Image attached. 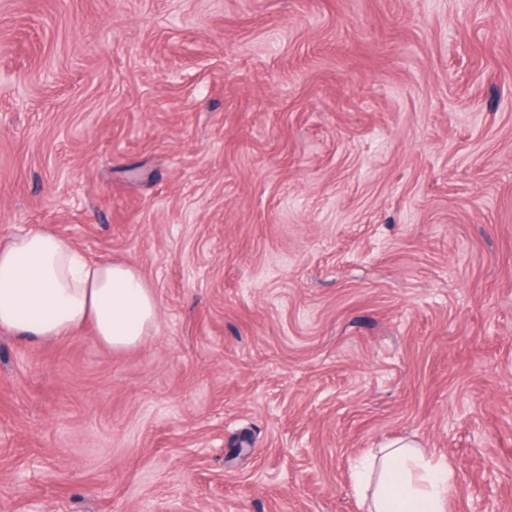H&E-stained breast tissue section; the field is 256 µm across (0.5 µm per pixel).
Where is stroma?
<instances>
[{"label":"stroma","mask_w":512,"mask_h":512,"mask_svg":"<svg viewBox=\"0 0 512 512\" xmlns=\"http://www.w3.org/2000/svg\"><path fill=\"white\" fill-rule=\"evenodd\" d=\"M140 343L0 330V512H366L411 439L512 512V0H0V242ZM157 314L153 293L130 265L89 261L43 229L0 243V329L48 340L91 322L104 344L126 349Z\"/></svg>","instance_id":"stroma-1"}]
</instances>
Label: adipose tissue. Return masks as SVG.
<instances>
[{
  "label": "adipose tissue",
  "instance_id": "obj_1",
  "mask_svg": "<svg viewBox=\"0 0 512 512\" xmlns=\"http://www.w3.org/2000/svg\"><path fill=\"white\" fill-rule=\"evenodd\" d=\"M156 319L155 297L130 265L88 260L43 229L0 243V329L48 340L90 323L108 347L126 349ZM352 480L369 512H448L456 490L447 461L405 439L360 459Z\"/></svg>",
  "mask_w": 512,
  "mask_h": 512
}]
</instances>
